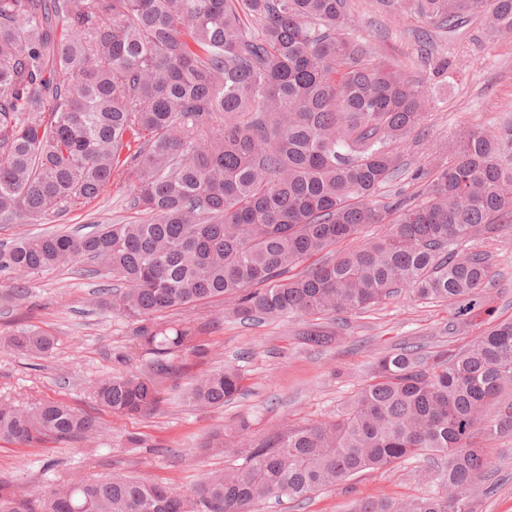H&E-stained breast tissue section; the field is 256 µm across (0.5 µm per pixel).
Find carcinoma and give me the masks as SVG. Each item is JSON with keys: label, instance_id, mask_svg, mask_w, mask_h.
I'll use <instances>...</instances> for the list:
<instances>
[{"label": "carcinoma", "instance_id": "carcinoma-1", "mask_svg": "<svg viewBox=\"0 0 512 512\" xmlns=\"http://www.w3.org/2000/svg\"><path fill=\"white\" fill-rule=\"evenodd\" d=\"M347 0H0V221L38 224L134 176L139 221L74 237L30 235L0 246V299L22 302L26 277L90 260L124 289L106 302L152 355L144 372L98 381L97 407L149 413L171 356L208 354L204 329L164 330L160 313L222 298L243 321L363 311L406 291L449 302L448 348L404 344L330 420L260 440L248 422L214 430L202 455L234 464L185 493L143 477L63 479L35 493L0 479V512H256L299 502L364 471L419 460L427 490L355 499L349 512H476L490 464L482 442L512 435V320L461 346L493 278L489 256L461 245L512 226V122L448 142V162L414 173L424 201L379 199L397 149L423 121L421 77L373 62L349 32ZM455 27L486 14L512 31V0H389ZM392 215L378 239L336 252ZM326 258L296 271L308 257ZM303 339L326 347L333 333ZM0 344L49 356L55 337L29 329ZM232 364L197 376L200 410L242 392ZM94 416L62 401L0 402V438L35 446L86 440Z\"/></svg>", "mask_w": 512, "mask_h": 512}]
</instances>
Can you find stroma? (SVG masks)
<instances>
[{
    "mask_svg": "<svg viewBox=\"0 0 512 512\" xmlns=\"http://www.w3.org/2000/svg\"><path fill=\"white\" fill-rule=\"evenodd\" d=\"M347 11L352 34L372 48L375 59L399 63L425 83L429 102L421 135L401 148L398 177L379 191L383 197L418 201L421 185L413 173L444 164L449 139L474 127L493 132L512 118V34L472 15L453 30L438 29L412 9L388 8L381 0H347ZM132 189L131 178L117 177L96 199L64 217L43 224L0 223V245L66 229L91 234L107 224L136 220ZM470 246L489 253L498 273L488 290L489 312L477 319L484 329L512 318V227ZM112 284L111 276L93 277L75 264L32 275L27 300L0 302V334L35 326L56 338L52 355L43 359L0 348V400L24 406L64 401L95 415L102 431L89 444L47 442L32 448L0 440V478L41 490L59 476L135 475L189 489L224 466L223 456L194 452L210 431L244 417L250 436L261 438L288 424L333 416L363 383L379 353L405 341L441 345L449 310L447 303L408 296L339 320L310 316L244 323L229 317L219 301L169 312L166 322L204 327L209 355L201 360L180 352L160 386L158 409L128 418L97 410L91 395L97 380L144 369L149 360L130 323L94 303ZM311 326L335 332V343L322 350L303 344L301 334ZM225 363L241 367L242 395L208 412L182 399L191 379ZM132 433L141 436L143 447L128 446ZM484 448L497 483L491 494L480 497L478 512H512V439L489 441ZM351 485L352 494L339 486L328 488L310 494L290 512H346L354 496L400 498L423 490L410 462L363 473Z\"/></svg>",
    "mask_w": 512,
    "mask_h": 512,
    "instance_id": "35a3bbf8",
    "label": "stroma"
}]
</instances>
